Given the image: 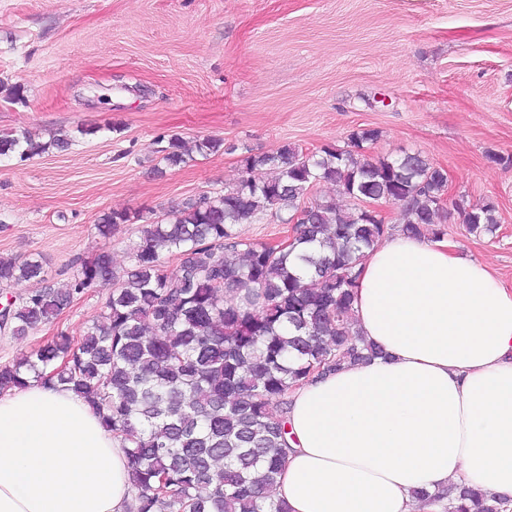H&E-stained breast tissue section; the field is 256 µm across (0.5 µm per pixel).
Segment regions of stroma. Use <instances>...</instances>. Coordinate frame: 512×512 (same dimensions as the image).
Instances as JSON below:
<instances>
[{"instance_id": "35a3bbf8", "label": "stroma", "mask_w": 512, "mask_h": 512, "mask_svg": "<svg viewBox=\"0 0 512 512\" xmlns=\"http://www.w3.org/2000/svg\"><path fill=\"white\" fill-rule=\"evenodd\" d=\"M363 127L380 132L372 157L421 153L455 198L496 204L494 233L469 234L451 207L442 228L512 286V165L490 159L512 156V0H0V134L71 140L0 159V257H41L55 286L103 248L123 269L143 224L222 192L245 150L344 148ZM175 136L225 149L153 176ZM112 211L131 220L101 238ZM111 291L0 332V364L80 339Z\"/></svg>"}]
</instances>
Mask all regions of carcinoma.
Returning a JSON list of instances; mask_svg holds the SVG:
<instances>
[{"mask_svg": "<svg viewBox=\"0 0 512 512\" xmlns=\"http://www.w3.org/2000/svg\"><path fill=\"white\" fill-rule=\"evenodd\" d=\"M379 131L350 134L346 149L305 153L289 144L240 158L242 176L224 192L185 199L166 218L143 225L130 264L117 272L101 250L63 288L48 285L15 297L7 310L14 336L53 323L74 296L112 283L103 313L76 341L60 332L12 362L0 364V391L37 378L84 395L112 436L122 440L135 512H286L272 490L288 451L286 414L295 383L344 363L369 362L383 351L354 330L353 288L366 252L395 227L358 206L304 202L330 183L355 201L389 198L401 208L400 232L440 239L448 172L417 153L373 158ZM70 139L30 132L0 134V156L30 159ZM224 140H169L167 168ZM163 167V168H165ZM163 168L154 171L161 174ZM473 234L498 224L492 202H452ZM305 220L287 246L238 239L234 228L264 215ZM126 212L102 214L108 239ZM45 282L43 261L0 257V285ZM281 408L271 409L272 402ZM428 500L457 502L452 512H499L494 497L455 486Z\"/></svg>", "mask_w": 512, "mask_h": 512, "instance_id": "1", "label": "carcinoma"}]
</instances>
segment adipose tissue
<instances>
[{
    "label": "adipose tissue",
    "instance_id": "1",
    "mask_svg": "<svg viewBox=\"0 0 512 512\" xmlns=\"http://www.w3.org/2000/svg\"><path fill=\"white\" fill-rule=\"evenodd\" d=\"M355 327L383 357L294 386L273 487L288 512H444L415 491L512 501V288L448 240L367 252ZM121 442L80 394L0 393V512H127Z\"/></svg>",
    "mask_w": 512,
    "mask_h": 512
}]
</instances>
